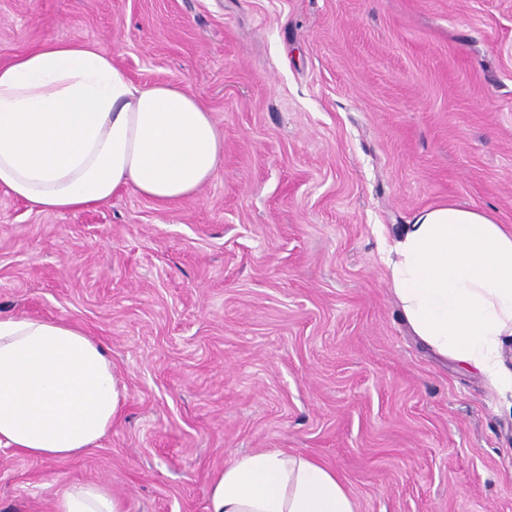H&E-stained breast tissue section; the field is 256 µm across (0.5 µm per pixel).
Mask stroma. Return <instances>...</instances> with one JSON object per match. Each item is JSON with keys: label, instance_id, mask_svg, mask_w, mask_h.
<instances>
[{"label": "stroma", "instance_id": "stroma-1", "mask_svg": "<svg viewBox=\"0 0 512 512\" xmlns=\"http://www.w3.org/2000/svg\"><path fill=\"white\" fill-rule=\"evenodd\" d=\"M49 39L192 93L224 165L171 205L0 189V314L86 329L126 387L78 456L0 447V512L89 482L208 512L261 448L335 469L357 512H512V391L422 345L385 264L442 202L512 226V0H0V66Z\"/></svg>", "mask_w": 512, "mask_h": 512}]
</instances>
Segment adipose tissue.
I'll use <instances>...</instances> for the list:
<instances>
[{"mask_svg":"<svg viewBox=\"0 0 512 512\" xmlns=\"http://www.w3.org/2000/svg\"><path fill=\"white\" fill-rule=\"evenodd\" d=\"M224 163L212 113L181 87L140 86L95 44L47 41L0 66V188L40 211H79L129 188L158 203L194 196ZM389 283L437 355L512 389V228L445 202L408 225ZM121 391L109 349L59 319L0 315V447L63 459L111 429ZM53 512H124L108 484H69ZM208 512H355L333 469L265 449L233 459Z\"/></svg>","mask_w":512,"mask_h":512,"instance_id":"1","label":"adipose tissue"}]
</instances>
